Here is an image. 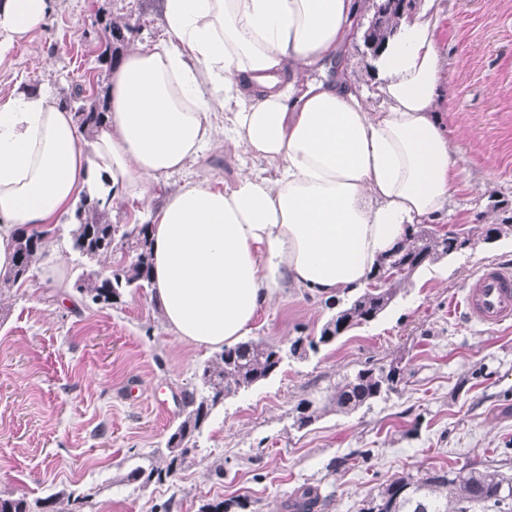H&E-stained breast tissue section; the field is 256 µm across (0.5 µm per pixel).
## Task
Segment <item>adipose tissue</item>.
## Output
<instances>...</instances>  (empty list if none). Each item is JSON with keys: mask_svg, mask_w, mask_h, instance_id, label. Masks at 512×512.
I'll list each match as a JSON object with an SVG mask.
<instances>
[{"mask_svg": "<svg viewBox=\"0 0 512 512\" xmlns=\"http://www.w3.org/2000/svg\"><path fill=\"white\" fill-rule=\"evenodd\" d=\"M49 0H0V58L43 29ZM163 35L119 61L86 134L50 90L0 102V274L19 229H51L81 195L114 207L197 166L151 214V295L180 341L220 348L300 288L365 285L404 235L447 213L459 162L435 112L429 13L379 54L370 111L353 76L317 81L354 31L356 0H160ZM238 164L213 184L208 147Z\"/></svg>", "mask_w": 512, "mask_h": 512, "instance_id": "ef3b65f1", "label": "adipose tissue"}]
</instances>
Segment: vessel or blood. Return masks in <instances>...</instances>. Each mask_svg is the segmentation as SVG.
Segmentation results:
<instances>
[{"label": "vessel or blood", "mask_w": 512, "mask_h": 512, "mask_svg": "<svg viewBox=\"0 0 512 512\" xmlns=\"http://www.w3.org/2000/svg\"><path fill=\"white\" fill-rule=\"evenodd\" d=\"M465 318L489 327L512 321V268L485 265L471 278L463 297Z\"/></svg>", "instance_id": "b4317fda"}]
</instances>
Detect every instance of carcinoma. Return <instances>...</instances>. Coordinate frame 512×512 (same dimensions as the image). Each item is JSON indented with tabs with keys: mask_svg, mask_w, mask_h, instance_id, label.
I'll return each mask as SVG.
<instances>
[{
	"mask_svg": "<svg viewBox=\"0 0 512 512\" xmlns=\"http://www.w3.org/2000/svg\"><path fill=\"white\" fill-rule=\"evenodd\" d=\"M373 15L363 33L364 45L377 54L392 38L403 20L408 18L412 0H371ZM106 47L101 61H112V46L129 41V28L121 20L108 27ZM70 102L77 104L76 114L81 126L92 131L102 125L106 115L105 102L87 101L82 89L73 91ZM501 217L490 224L486 238L512 234V214L507 207L499 208ZM76 224L70 230L73 250L95 259L112 252L115 240H120L131 254L127 264L108 273L77 281V290L86 294L96 305L109 306L117 302L128 288L151 287V243L148 222L141 224L112 223L106 209L97 199H83L75 212ZM46 234L20 229L16 233L12 270L3 276V283L15 285L29 279L41 258ZM459 236L440 234L428 224H409L401 241L385 253L371 274L378 278L390 267L399 269L397 276L381 288L366 287L353 295L342 309L330 317L317 336H299L288 348L263 340L247 339L226 347L214 359L205 363L199 376L201 387H192L181 395L183 418L166 442L165 465L136 468L130 477H146V481L164 483L182 469L191 454L193 439L212 409L229 395L248 389L268 379L279 368L284 357L304 358L320 346L329 345L348 331L376 320L394 302L402 287L409 283L425 263L435 261L460 249ZM400 380L397 367L365 364L336 383L327 402L318 408L303 399L296 406L295 425L303 429L327 410L349 414L357 411L393 388ZM320 500L316 488H307L290 508L294 512H313ZM491 504L507 508L512 505V477L497 471L478 470L466 466L455 470H433L422 475L407 474L391 481L379 495V501L367 512H468L469 509ZM0 512H30L22 496L0 495Z\"/></svg>",
	"mask_w": 512,
	"mask_h": 512,
	"instance_id": "cac0c4a2",
	"label": "carcinoma"
}]
</instances>
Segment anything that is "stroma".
Instances as JSON below:
<instances>
[{"mask_svg": "<svg viewBox=\"0 0 512 512\" xmlns=\"http://www.w3.org/2000/svg\"><path fill=\"white\" fill-rule=\"evenodd\" d=\"M428 9L443 61L437 110L461 183L433 226L464 234L466 246L422 266L377 320L225 398L176 478L145 485L130 472L160 460L182 391L215 352L172 336L150 290L111 306L84 298L78 278L116 267L122 252L81 257L60 224L32 277L0 291V495L25 497L30 512L51 495L59 512H200L218 502L226 512H286L298 489L316 486L326 497L316 512H362L406 473L467 464L512 475V323L487 327L458 311L481 266H512V235H482L493 205H512V0H413L412 15ZM115 19L133 27L134 44L163 32L158 0H50L46 27L0 59V101L41 84L64 103L77 87L105 97L112 70L98 56ZM336 64L379 110L377 56L362 36ZM52 268L64 270L67 290L44 279ZM346 301L289 290L248 336L284 346L318 335ZM369 361L399 366L393 389L296 429L300 400L325 397Z\"/></svg>", "mask_w": 512, "mask_h": 512, "instance_id": "stroma-1", "label": "stroma"}]
</instances>
